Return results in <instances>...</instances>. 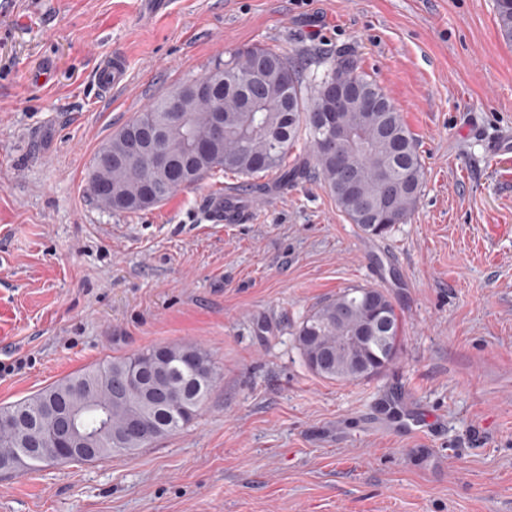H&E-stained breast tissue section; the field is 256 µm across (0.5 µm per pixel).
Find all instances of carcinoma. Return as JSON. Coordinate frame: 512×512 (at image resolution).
I'll use <instances>...</instances> for the list:
<instances>
[{
  "mask_svg": "<svg viewBox=\"0 0 512 512\" xmlns=\"http://www.w3.org/2000/svg\"><path fill=\"white\" fill-rule=\"evenodd\" d=\"M500 33L512 42V6L496 2ZM256 72L253 86L241 84L237 75ZM213 78L211 96L198 98L193 83L176 89L181 96V111L168 110L169 96L152 103L104 142L93 158L89 178L90 194L95 183L110 182L115 197L112 210L136 213L154 207L173 193L201 182L220 168L245 177L274 173L287 185L306 173V168H288V152L308 133L313 170L325 183L339 209L351 223L372 236H384L397 224H403L418 199L424 168L417 142L381 87L364 74L357 61L343 55L315 78L308 90L302 68L292 58L264 46L237 51L206 73ZM329 83L357 85L358 91L338 117V128L353 133L356 149L347 156V165L356 177L351 185L336 167L335 155L324 143L326 127L319 112L328 110L321 98ZM381 98L374 108L364 105L367 98ZM112 154V162L103 160ZM169 156L167 167H159L154 156ZM378 162L388 165L389 177L380 180L373 172ZM143 192L154 194L152 202L139 200ZM373 295L388 328L387 339L377 343L372 353L382 359L383 371L394 360L400 341L401 321L396 309L382 290L348 288L317 307L303 320L297 331L302 356L311 351L314 341L324 345L331 355L323 369L311 368L321 378L353 382L364 379L354 371L336 374V350L339 337L351 328L373 319L374 306L367 301ZM346 304L354 311L351 324H336V305ZM223 374L209 353L193 344L157 345L124 357H114L96 367L82 370L55 382L44 390L15 404L0 407V456L6 452L23 453L19 439L24 416L35 415L45 428L54 425L47 412L51 403L68 400L90 386L97 403L109 412L112 434H121L135 419L143 434L112 444L91 458L102 461L137 453L161 437L187 425L197 415Z\"/></svg>",
  "mask_w": 512,
  "mask_h": 512,
  "instance_id": "1",
  "label": "carcinoma"
}]
</instances>
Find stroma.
I'll use <instances>...</instances> for the list:
<instances>
[{
  "label": "stroma",
  "instance_id": "obj_1",
  "mask_svg": "<svg viewBox=\"0 0 512 512\" xmlns=\"http://www.w3.org/2000/svg\"><path fill=\"white\" fill-rule=\"evenodd\" d=\"M256 44L311 70L358 59L418 143L407 223L367 236L312 174L242 224L207 217L208 193L249 183L219 169L137 213L92 199L113 133ZM115 53L130 71L109 93L95 74ZM506 129L495 0H0V407L161 344L223 372L191 423L132 457L0 474V512H512ZM355 286L390 297L400 349L372 378L326 380L295 334ZM400 395L428 431L402 430Z\"/></svg>",
  "mask_w": 512,
  "mask_h": 512
}]
</instances>
